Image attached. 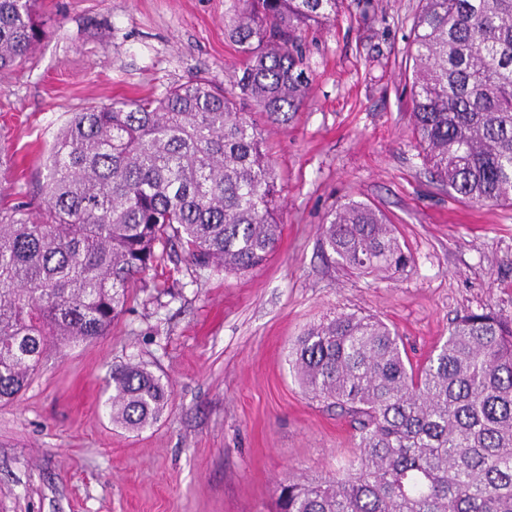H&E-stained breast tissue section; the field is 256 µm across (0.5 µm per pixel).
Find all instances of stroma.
<instances>
[{"label": "stroma", "instance_id": "stroma-1", "mask_svg": "<svg viewBox=\"0 0 512 512\" xmlns=\"http://www.w3.org/2000/svg\"><path fill=\"white\" fill-rule=\"evenodd\" d=\"M237 0H39L41 37L0 70V197L36 210L41 161L71 113L238 64ZM419 0H342L309 29L311 89L288 124L253 118L275 174L281 236L241 273L191 263L139 277L107 335L48 349L0 402V512H271L288 475H341L349 422L310 399L291 343L336 313L372 314L425 363L456 315H512V207L449 193L412 135V21ZM360 201L382 211L411 261L386 277L335 264L322 224ZM141 362L170 399L151 426L113 425V366Z\"/></svg>", "mask_w": 512, "mask_h": 512}]
</instances>
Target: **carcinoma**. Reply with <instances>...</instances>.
I'll return each mask as SVG.
<instances>
[{
    "label": "carcinoma",
    "mask_w": 512,
    "mask_h": 512,
    "mask_svg": "<svg viewBox=\"0 0 512 512\" xmlns=\"http://www.w3.org/2000/svg\"><path fill=\"white\" fill-rule=\"evenodd\" d=\"M38 0H0V69L37 41ZM340 0H241L226 24L240 53L227 90L190 80L165 95L66 120L43 157L35 218L0 203V401L51 345L106 335L131 284L183 253L201 273L261 265L280 233L275 177L253 106L288 121L310 79L302 32ZM413 27V134L448 189L512 205V0H420ZM322 249L363 274L410 261L393 225L358 201L321 228ZM302 389L351 418L342 478H290L274 512H512V315L456 317L425 364L371 315L337 313L297 337ZM112 422L139 430L168 406L142 364L112 368Z\"/></svg>",
    "instance_id": "obj_1"
}]
</instances>
